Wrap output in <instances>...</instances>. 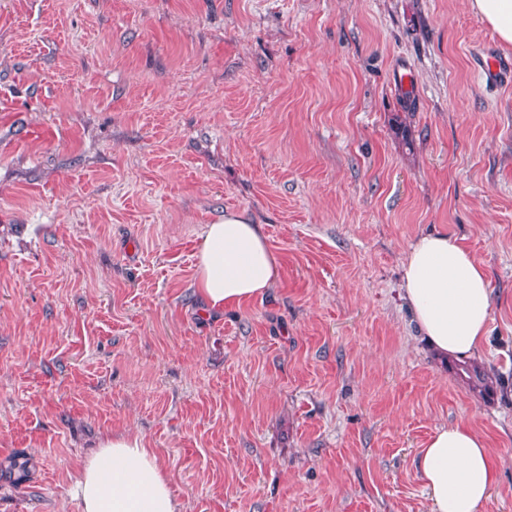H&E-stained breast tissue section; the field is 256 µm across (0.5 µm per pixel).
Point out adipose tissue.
Listing matches in <instances>:
<instances>
[{"label":"adipose tissue","mask_w":512,"mask_h":512,"mask_svg":"<svg viewBox=\"0 0 512 512\" xmlns=\"http://www.w3.org/2000/svg\"><path fill=\"white\" fill-rule=\"evenodd\" d=\"M402 292L418 329L440 357L475 356L488 334L486 272L457 238L416 237L402 264ZM278 276L277 259L260 225L229 210L206 225L197 252L195 286L206 309L221 313L263 297ZM416 466L432 512H480L497 479L485 439L465 423L437 429ZM82 512H179L154 449L139 436L104 438L75 483Z\"/></svg>","instance_id":"ef3b65f1"}]
</instances>
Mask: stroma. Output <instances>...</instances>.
Returning a JSON list of instances; mask_svg holds the SVG:
<instances>
[{"mask_svg":"<svg viewBox=\"0 0 512 512\" xmlns=\"http://www.w3.org/2000/svg\"><path fill=\"white\" fill-rule=\"evenodd\" d=\"M470 0H0V512H81L98 440L143 437L180 512H432L464 422L512 512V84ZM405 65L412 92L392 72ZM278 280L206 313V225ZM485 267L473 392L400 288L411 241ZM481 69L485 82L492 85L510 83L512 80V57L502 56L492 48H484L473 56ZM455 373L481 395L494 392L493 381L488 373L474 361H462L454 364Z\"/></svg>","mask_w":512,"mask_h":512,"instance_id":"1","label":"stroma"}]
</instances>
